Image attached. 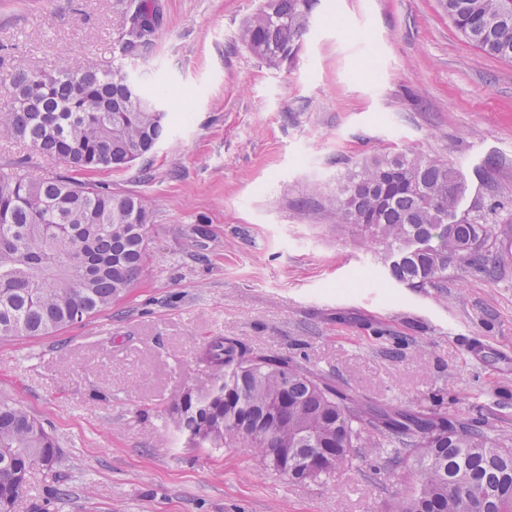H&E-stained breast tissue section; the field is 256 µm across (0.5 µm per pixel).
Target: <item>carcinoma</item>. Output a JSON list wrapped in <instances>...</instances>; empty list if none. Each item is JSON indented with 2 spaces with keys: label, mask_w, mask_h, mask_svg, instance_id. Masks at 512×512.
Returning <instances> with one entry per match:
<instances>
[{
  "label": "carcinoma",
  "mask_w": 512,
  "mask_h": 512,
  "mask_svg": "<svg viewBox=\"0 0 512 512\" xmlns=\"http://www.w3.org/2000/svg\"><path fill=\"white\" fill-rule=\"evenodd\" d=\"M319 0H263L239 38L270 67L299 55ZM460 34L482 52L512 60V0H439ZM158 6L131 13L126 44L151 36ZM120 71L51 72L16 60L4 81L0 137L63 160L76 173L123 169L166 133L165 112ZM459 170L440 158H376L336 184V223L354 224L387 249L389 277L409 288H443L451 272L508 247L495 230L500 204L458 210ZM149 211L133 193L70 175L0 173V339L49 336L123 299L143 267ZM209 394L187 392L170 407L190 448H248L286 480L303 479L327 451L315 481L354 465L355 448L414 457L421 481L404 488L399 512H512V452L495 435L444 417L363 405L286 358L257 357L235 338L204 343ZM58 460L52 436L19 404L0 399V506L33 465Z\"/></svg>",
  "instance_id": "carcinoma-1"
}]
</instances>
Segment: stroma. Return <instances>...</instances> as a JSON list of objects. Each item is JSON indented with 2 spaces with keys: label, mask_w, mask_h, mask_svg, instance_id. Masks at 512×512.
<instances>
[{
  "label": "stroma",
  "mask_w": 512,
  "mask_h": 512,
  "mask_svg": "<svg viewBox=\"0 0 512 512\" xmlns=\"http://www.w3.org/2000/svg\"><path fill=\"white\" fill-rule=\"evenodd\" d=\"M155 2V35L129 48L132 0H0V80L18 57L120 64L160 90L167 126L128 169L83 175L149 209L135 287L54 335L0 339V399L60 451L14 512H397L408 458L364 448L323 484L285 480L246 448L186 447L166 411L209 386L212 336L368 406L492 429L512 450V250L407 288L326 202L349 170L403 154L460 170L461 209L512 213V61L466 42L438 0H320L298 60L278 69L238 39L261 0Z\"/></svg>",
  "instance_id": "1"
}]
</instances>
